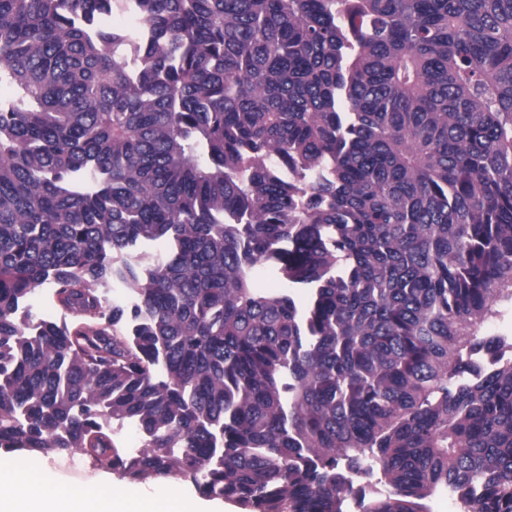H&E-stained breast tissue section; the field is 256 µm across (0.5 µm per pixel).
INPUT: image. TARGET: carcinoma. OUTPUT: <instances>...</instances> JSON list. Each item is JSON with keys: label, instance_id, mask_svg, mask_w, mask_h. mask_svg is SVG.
<instances>
[{"label": "carcinoma", "instance_id": "1", "mask_svg": "<svg viewBox=\"0 0 512 512\" xmlns=\"http://www.w3.org/2000/svg\"><path fill=\"white\" fill-rule=\"evenodd\" d=\"M118 6L0 0V450L240 512H512V0H138L136 73ZM44 296L45 303L38 309L39 303L37 300H34L37 296ZM29 304L33 302V304L28 306L29 311L33 315L32 310L38 309L36 319L43 318L45 320H51L56 322H61L63 320V315L60 308L54 302L51 297L50 290L47 286H43L36 290L34 294H32L28 300Z\"/></svg>", "mask_w": 512, "mask_h": 512}]
</instances>
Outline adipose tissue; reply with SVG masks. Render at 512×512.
Wrapping results in <instances>:
<instances>
[{"label":"adipose tissue","mask_w":512,"mask_h":512,"mask_svg":"<svg viewBox=\"0 0 512 512\" xmlns=\"http://www.w3.org/2000/svg\"><path fill=\"white\" fill-rule=\"evenodd\" d=\"M0 512H214L212 504H183L171 488L152 497L111 483L86 485L60 481L42 462L31 457L0 461Z\"/></svg>","instance_id":"ef3b65f1"}]
</instances>
